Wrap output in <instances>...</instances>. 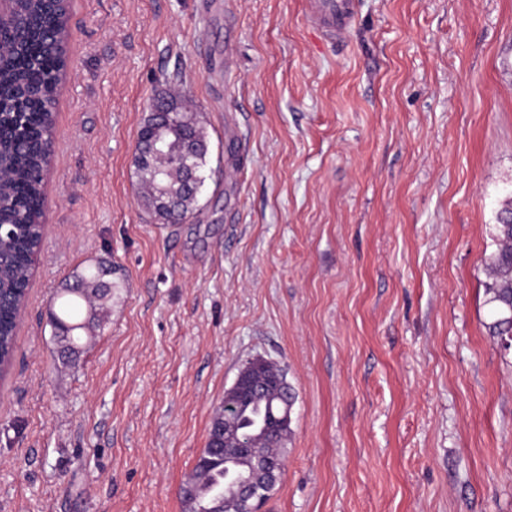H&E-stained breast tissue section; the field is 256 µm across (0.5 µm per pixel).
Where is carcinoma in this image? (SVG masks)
Wrapping results in <instances>:
<instances>
[{
  "mask_svg": "<svg viewBox=\"0 0 512 512\" xmlns=\"http://www.w3.org/2000/svg\"><path fill=\"white\" fill-rule=\"evenodd\" d=\"M27 20L20 40L0 38V224H14L20 234L0 239V373L7 374L16 351L17 309L27 288L43 242L46 209L43 180L33 173L46 169L53 141L57 95L66 67L69 0H60L51 12L41 0H19ZM208 144L197 113L181 108L176 118L149 113L141 127L135 150V167L142 188L141 205L164 224L170 223L167 204L182 213L192 211L198 193L185 181L189 162L202 173ZM498 246L487 264L488 304L496 319L492 336L504 342L512 336V200L496 216ZM112 269L98 264L85 268L73 283L53 297L48 321L58 357L67 361L79 354L82 337L101 326L112 300ZM281 368L270 364L260 378L268 385L252 405L232 416L252 448H261L272 459H281L285 440L267 437L262 426L276 398ZM209 433L206 448L197 459L194 474L180 488L184 512H208L224 494V453Z\"/></svg>",
  "mask_w": 512,
  "mask_h": 512,
  "instance_id": "obj_1",
  "label": "carcinoma"
}]
</instances>
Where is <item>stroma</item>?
Here are the masks:
<instances>
[{"mask_svg": "<svg viewBox=\"0 0 512 512\" xmlns=\"http://www.w3.org/2000/svg\"><path fill=\"white\" fill-rule=\"evenodd\" d=\"M307 9L72 0L0 512H183L256 357L296 394L263 512H512V349L485 288L512 197V0H357L334 45ZM172 89L208 178L162 224L133 160ZM100 262L108 315L62 364L50 300Z\"/></svg>", "mask_w": 512, "mask_h": 512, "instance_id": "stroma-1", "label": "stroma"}]
</instances>
